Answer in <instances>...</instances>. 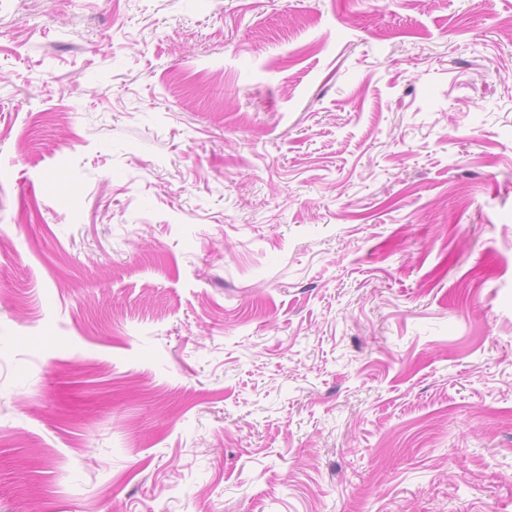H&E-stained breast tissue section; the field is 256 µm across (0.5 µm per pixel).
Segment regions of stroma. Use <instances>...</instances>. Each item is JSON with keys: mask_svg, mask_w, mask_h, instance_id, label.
<instances>
[{"mask_svg": "<svg viewBox=\"0 0 512 512\" xmlns=\"http://www.w3.org/2000/svg\"><path fill=\"white\" fill-rule=\"evenodd\" d=\"M512 0H0V512H512Z\"/></svg>", "mask_w": 512, "mask_h": 512, "instance_id": "stroma-1", "label": "stroma"}]
</instances>
